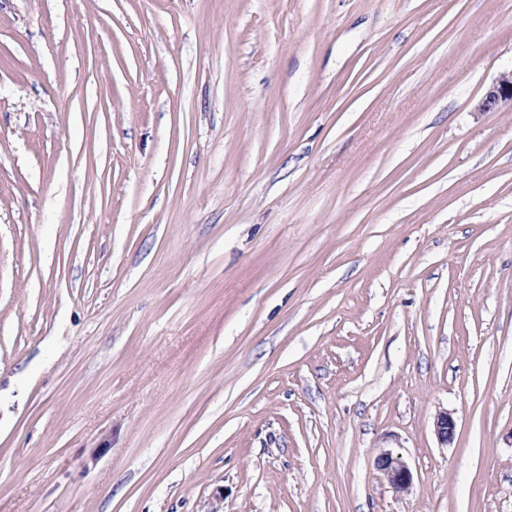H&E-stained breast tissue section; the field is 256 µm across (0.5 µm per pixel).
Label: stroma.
I'll return each mask as SVG.
<instances>
[{"label":"stroma","mask_w":512,"mask_h":512,"mask_svg":"<svg viewBox=\"0 0 512 512\" xmlns=\"http://www.w3.org/2000/svg\"><path fill=\"white\" fill-rule=\"evenodd\" d=\"M510 73L512 0H0V512H512ZM377 469L396 493L407 494L413 486V474L408 463L399 455L381 453L376 459Z\"/></svg>","instance_id":"stroma-1"}]
</instances>
